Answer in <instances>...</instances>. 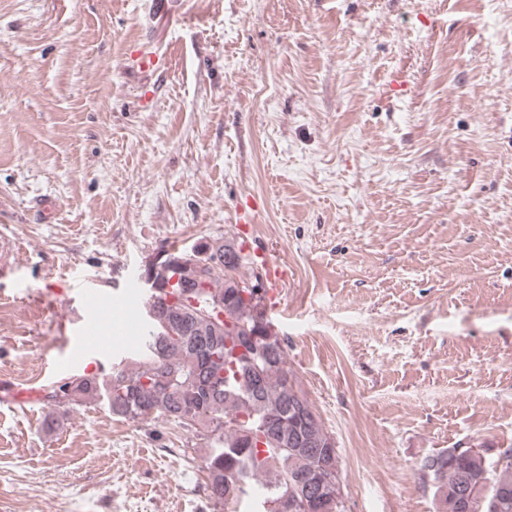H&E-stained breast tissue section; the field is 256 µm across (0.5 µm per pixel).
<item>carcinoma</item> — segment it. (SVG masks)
Returning <instances> with one entry per match:
<instances>
[{"label": "carcinoma", "mask_w": 512, "mask_h": 512, "mask_svg": "<svg viewBox=\"0 0 512 512\" xmlns=\"http://www.w3.org/2000/svg\"><path fill=\"white\" fill-rule=\"evenodd\" d=\"M239 245L206 242L171 248L148 262L143 316L149 334L109 369L72 374L52 387L63 412L101 402L132 422L163 417L194 432L204 449L213 512L258 491L257 512H282L280 500L313 493L315 512H339L331 487V442L288 367L285 342L267 315L269 289L240 288L255 275ZM220 310L224 320H213ZM499 468L465 453L438 451L419 465V485L435 512H512V448Z\"/></svg>", "instance_id": "cac0c4a2"}]
</instances>
